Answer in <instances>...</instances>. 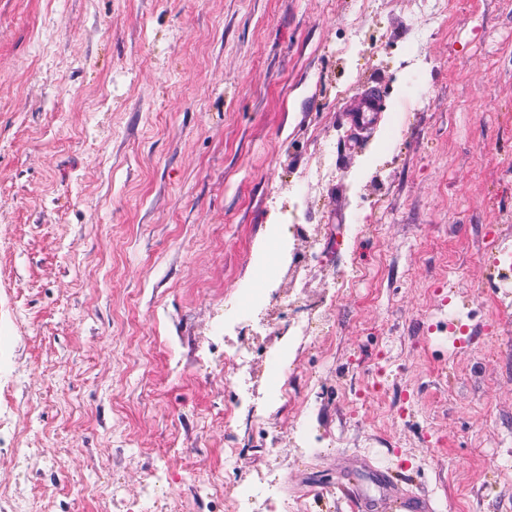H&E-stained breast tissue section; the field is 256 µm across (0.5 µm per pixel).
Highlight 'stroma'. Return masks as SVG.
I'll return each instance as SVG.
<instances>
[{
  "label": "stroma",
  "instance_id": "stroma-1",
  "mask_svg": "<svg viewBox=\"0 0 512 512\" xmlns=\"http://www.w3.org/2000/svg\"><path fill=\"white\" fill-rule=\"evenodd\" d=\"M446 2L414 81L418 0H0V512H128L161 466L159 493L220 512L194 481L264 465L243 417L224 463V313L267 335L246 298L300 224L335 307L266 407L282 500L355 512L367 463L432 512H512V338L481 249L512 237V0ZM379 100L374 93H366L362 95L351 111L348 113V119L354 126H365L371 115L370 120L375 119V115L379 112Z\"/></svg>",
  "mask_w": 512,
  "mask_h": 512
}]
</instances>
